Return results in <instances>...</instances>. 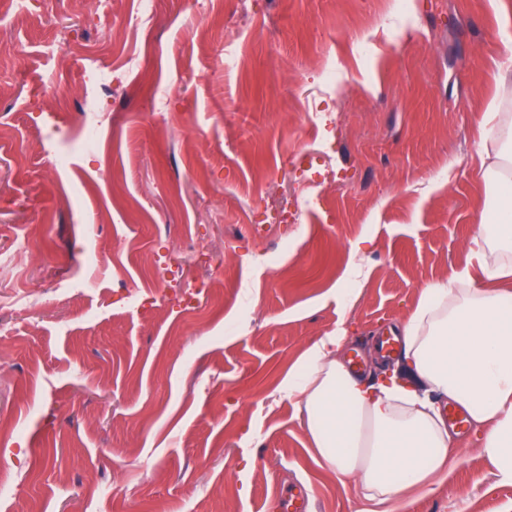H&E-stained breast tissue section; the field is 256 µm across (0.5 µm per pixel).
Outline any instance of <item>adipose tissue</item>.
Segmentation results:
<instances>
[{"mask_svg":"<svg viewBox=\"0 0 512 512\" xmlns=\"http://www.w3.org/2000/svg\"><path fill=\"white\" fill-rule=\"evenodd\" d=\"M490 101L474 121L492 146L481 168L494 176L497 199L483 224L512 241V123H497ZM473 268L452 276V286L424 289L399 334L404 351L387 378L365 379L345 362V336L336 330L291 366L279 391L305 414L316 455L341 483H353L360 512H406L411 494L431 492L445 472L457 433L441 411L459 406L482 435L481 453L503 484L512 485V291L499 280L512 265L469 248Z\"/></svg>","mask_w":512,"mask_h":512,"instance_id":"ef3b65f1","label":"adipose tissue"}]
</instances>
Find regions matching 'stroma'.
Masks as SVG:
<instances>
[{
  "mask_svg": "<svg viewBox=\"0 0 512 512\" xmlns=\"http://www.w3.org/2000/svg\"><path fill=\"white\" fill-rule=\"evenodd\" d=\"M388 5L156 0L144 35L132 0H0V512H279L293 484L307 512L360 508L277 387L339 327L373 372L378 338L466 266L495 204L473 115L495 98L512 122L496 81L512 0H401L379 26ZM106 68L122 95H100ZM29 71L52 85L30 93ZM83 110L91 151L68 123ZM327 164L323 204L280 223ZM81 277L90 288L67 292ZM191 284L196 310L161 301ZM479 446L462 425L447 475L407 512H512Z\"/></svg>",
  "mask_w": 512,
  "mask_h": 512,
  "instance_id": "1",
  "label": "stroma"
}]
</instances>
